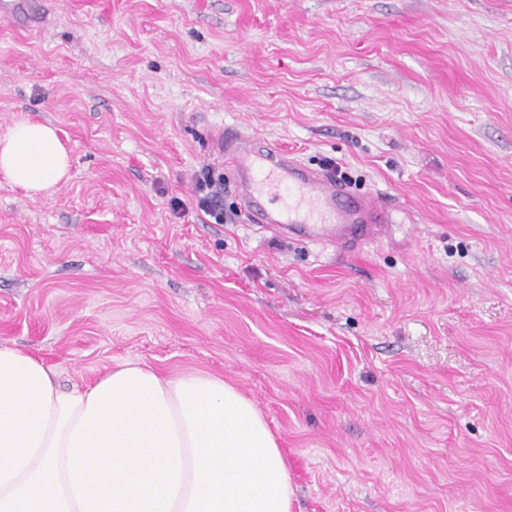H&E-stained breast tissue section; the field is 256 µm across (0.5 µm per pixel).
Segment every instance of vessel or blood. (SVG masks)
I'll return each mask as SVG.
<instances>
[{
	"instance_id": "obj_1",
	"label": "vessel or blood",
	"mask_w": 512,
	"mask_h": 512,
	"mask_svg": "<svg viewBox=\"0 0 512 512\" xmlns=\"http://www.w3.org/2000/svg\"><path fill=\"white\" fill-rule=\"evenodd\" d=\"M212 143L234 168L253 222L279 236L347 250L386 233L392 212L386 198L351 192L327 171L307 168L236 127L213 131ZM273 197L278 206H269Z\"/></svg>"
}]
</instances>
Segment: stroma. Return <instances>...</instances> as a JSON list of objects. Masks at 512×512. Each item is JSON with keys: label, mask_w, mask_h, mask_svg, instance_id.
I'll return each instance as SVG.
<instances>
[{"label": "stroma", "mask_w": 512, "mask_h": 512, "mask_svg": "<svg viewBox=\"0 0 512 512\" xmlns=\"http://www.w3.org/2000/svg\"><path fill=\"white\" fill-rule=\"evenodd\" d=\"M27 3L0 17V135L51 122L72 165L49 197L0 177V343L65 387L224 375L293 512H512V0ZM220 126L333 160L393 202L388 236L250 223Z\"/></svg>", "instance_id": "1"}]
</instances>
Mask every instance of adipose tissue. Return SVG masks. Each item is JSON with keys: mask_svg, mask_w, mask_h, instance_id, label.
<instances>
[{"mask_svg": "<svg viewBox=\"0 0 512 512\" xmlns=\"http://www.w3.org/2000/svg\"><path fill=\"white\" fill-rule=\"evenodd\" d=\"M70 166L52 124L0 137V175L28 195ZM0 512H292V491L267 422L223 376L130 361L65 390L0 344Z\"/></svg>", "mask_w": 512, "mask_h": 512, "instance_id": "1", "label": "adipose tissue"}]
</instances>
